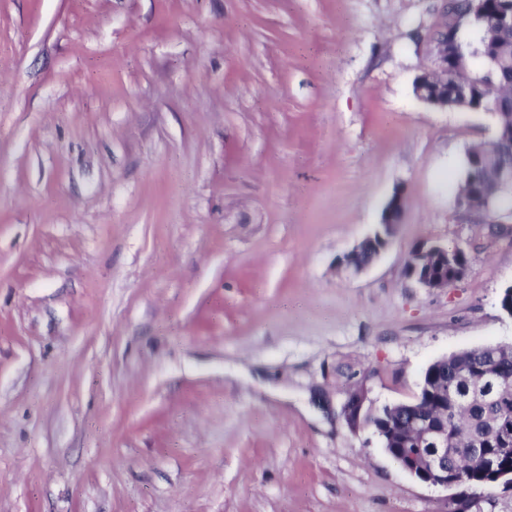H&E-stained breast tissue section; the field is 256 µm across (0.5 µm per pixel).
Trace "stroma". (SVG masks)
<instances>
[{"mask_svg":"<svg viewBox=\"0 0 512 512\" xmlns=\"http://www.w3.org/2000/svg\"><path fill=\"white\" fill-rule=\"evenodd\" d=\"M441 3L0 0V512H512L341 414L512 343V221L456 202L494 123L413 91ZM403 212V198L400 193H396L388 202L385 211L383 222L379 224L380 228L376 229L372 234L366 236L361 240L352 250H358L361 247H369L375 245V237L390 242L393 234L394 226L401 224ZM429 260H439L448 266V245L426 244L413 249L407 256L405 271L415 270L420 264ZM368 400V390L365 386V379L362 378L360 383L349 392L342 404L341 413L344 419L350 414H356L357 416L365 415V405Z\"/></svg>","mask_w":512,"mask_h":512,"instance_id":"35a3bbf8","label":"stroma"}]
</instances>
